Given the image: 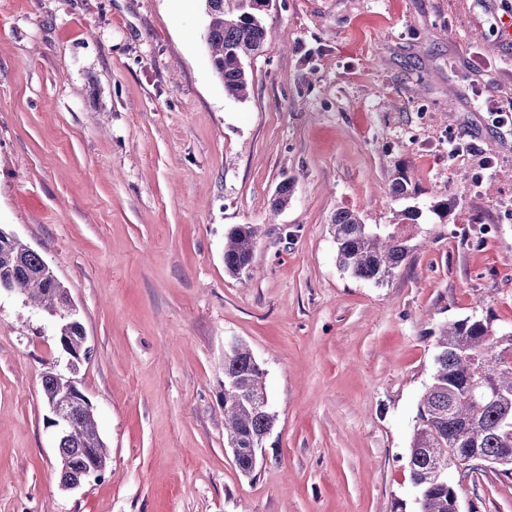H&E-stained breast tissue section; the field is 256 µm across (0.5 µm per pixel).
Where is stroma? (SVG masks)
Listing matches in <instances>:
<instances>
[{
    "mask_svg": "<svg viewBox=\"0 0 512 512\" xmlns=\"http://www.w3.org/2000/svg\"><path fill=\"white\" fill-rule=\"evenodd\" d=\"M511 18L512 0H270L237 100L201 0H0V226L65 286L90 348L70 371L54 322L0 292V512H416L442 327L512 331V123L486 114L512 119ZM401 163L415 197L389 193ZM410 206L418 248L388 284L340 269L336 210L374 225ZM237 224L259 229L242 276L224 267ZM235 339L276 417L250 476L224 435ZM49 372L109 453L72 490ZM451 473L461 512H512V475Z\"/></svg>",
    "mask_w": 512,
    "mask_h": 512,
    "instance_id": "35a3bbf8",
    "label": "stroma"
}]
</instances>
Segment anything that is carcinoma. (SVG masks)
Returning <instances> with one entry per match:
<instances>
[{"mask_svg":"<svg viewBox=\"0 0 512 512\" xmlns=\"http://www.w3.org/2000/svg\"><path fill=\"white\" fill-rule=\"evenodd\" d=\"M207 17L206 47L213 71L228 96L246 98V64L268 50L264 21L269 0H202ZM391 195L417 194L405 168L391 176ZM293 184L285 179L271 199V208L288 205ZM419 210L408 207L391 224H366L352 210H339L331 220L339 266L353 277L378 285L390 282L408 260L413 246L406 228L418 223ZM257 227L237 224L224 243V267L233 275L251 269ZM17 289L37 309L54 320L59 343L72 353L84 351L85 334L72 317L66 289L43 257L0 227V287ZM71 380L54 373L42 382L44 400L70 388ZM275 422L266 389L265 372L252 351L233 342L224 353V431L236 449L238 470L246 475L257 467L259 447ZM60 483L83 480L94 466L107 465L106 445L94 412L71 407L67 433L57 442ZM466 463L478 461L507 473L512 466V332H501L489 318H465L441 329L436 341L431 383L420 398L408 465L417 489L418 512H460L455 487L448 482L451 455Z\"/></svg>","mask_w":512,"mask_h":512,"instance_id":"cac0c4a2","label":"carcinoma"}]
</instances>
